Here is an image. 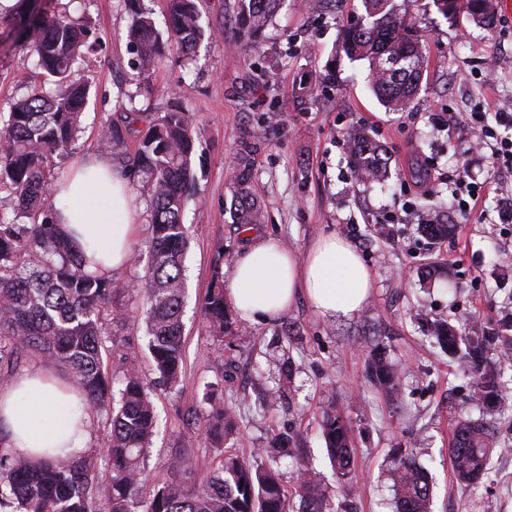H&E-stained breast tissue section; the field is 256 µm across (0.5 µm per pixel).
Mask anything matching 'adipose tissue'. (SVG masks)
Instances as JSON below:
<instances>
[{"label": "adipose tissue", "mask_w": 512, "mask_h": 512, "mask_svg": "<svg viewBox=\"0 0 512 512\" xmlns=\"http://www.w3.org/2000/svg\"><path fill=\"white\" fill-rule=\"evenodd\" d=\"M64 230L85 250L88 271L124 267L134 240L135 204L127 183L110 162L77 164L56 185ZM372 277L353 246L330 233L317 238L303 255L285 250L277 239H256L236 261L225 300L248 319H269L306 299L322 316H350L371 295ZM77 398L47 369L25 373L0 391V423L10 429L9 446L36 457L46 448L69 453L82 436L71 409Z\"/></svg>", "instance_id": "obj_1"}]
</instances>
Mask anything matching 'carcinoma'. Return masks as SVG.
Masks as SVG:
<instances>
[{"label": "carcinoma", "instance_id": "cac0c4a2", "mask_svg": "<svg viewBox=\"0 0 512 512\" xmlns=\"http://www.w3.org/2000/svg\"><path fill=\"white\" fill-rule=\"evenodd\" d=\"M130 14L128 45L137 77L150 75L174 47L183 60H194L204 36L199 0H165L167 36L155 28L140 0H119ZM242 29L253 35L263 29L280 0H238ZM455 11L476 24L495 18L494 0H453ZM364 21L342 32V48L353 60H367L372 90L391 110H399L418 93L424 68L422 36L401 14L394 0H363ZM15 14L26 25L18 32L36 58L45 81L0 112V200L12 214L0 213V380L7 382L24 359L35 357L65 368L86 408L106 413L108 461L104 482L95 471L93 451L52 454L33 462L6 447L0 448V512H292L291 497L271 469L237 454L224 455L221 466L203 485L191 480L186 459L172 460V478L143 497L144 470L157 415L152 388L135 360L125 361L120 377L112 376L103 358L111 332L110 321L122 316L112 309V296L127 286L112 273L86 272L84 252L60 230L59 201L53 186L59 181L55 158L68 154L83 132V108L88 82L74 77L87 55L98 50L90 40L86 17L67 12L35 14L31 0H17ZM144 124L142 130L135 129ZM139 133L135 152L127 137ZM100 140L112 161L132 185L148 198L151 265L134 292L146 306L145 335L154 369L173 389L185 361L182 322L183 267L187 237L182 213L192 180L194 121L191 112L173 99L163 112H123L107 118ZM346 152L352 172L362 181L388 178L384 148L360 129L348 132ZM252 161L242 154L233 169V217L237 224L262 223L261 206L252 188ZM432 240L447 238L450 224H423ZM209 335L221 341L235 322L224 301V279L215 272L201 304ZM432 337L448 356L461 359L471 374L475 393L495 416L504 410L500 362L484 355L486 337L458 334L447 322L433 324ZM369 374L386 395H392L399 375L387 358L371 350ZM119 388H114V384ZM203 400L210 406L207 434L220 448L234 426L214 386ZM326 450L336 470V487L316 472H299L295 494L302 512H330L331 500L352 480L351 429L342 416L327 412L321 423ZM494 452L487 421L457 423L450 448L456 479L475 484ZM396 512H430L432 486L428 472L409 454L392 469Z\"/></svg>", "mask_w": 512, "mask_h": 512}]
</instances>
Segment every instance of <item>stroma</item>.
I'll use <instances>...</instances> for the list:
<instances>
[{
    "label": "stroma",
    "instance_id": "stroma-1",
    "mask_svg": "<svg viewBox=\"0 0 512 512\" xmlns=\"http://www.w3.org/2000/svg\"><path fill=\"white\" fill-rule=\"evenodd\" d=\"M92 29L101 48L81 72L91 89L84 132L60 173L76 162L109 158L99 130L117 112L133 71L128 51L130 18L118 0H90ZM425 46L419 91L403 110L386 109L371 90L369 63L341 49V32L364 13L362 0H281L258 40L238 24L236 0H203L202 24L213 31L184 63L168 52L141 84L139 107L164 111L179 97L195 119L194 180L183 212L186 254V360L179 386H156L152 399L158 428L146 461L148 483L170 479L177 457L194 465L204 482L230 451L244 456L262 449L260 464L273 467L294 489L298 469L320 473L335 485L319 426L324 412L343 416L352 429L355 479L348 494L333 498V512H393L391 470L395 458L412 453L433 483L432 512H512V371L505 372L504 414L492 422L496 451L480 482L461 487L448 449L455 423L486 414L461 362L449 359L429 334L446 321L477 336L512 323V223L499 221L498 195L490 193L477 214L462 219L447 185L430 167L466 170L470 180L490 175L485 155L470 148L468 129L456 122L437 128L432 114H458L479 103L491 111L512 108V20L493 27L443 16L434 0H405ZM37 79L26 48L0 38V109L8 108ZM362 128L386 150L389 177L362 183L352 175L343 147L352 128ZM249 152L253 185L265 212L257 233L304 254L319 236L336 232L357 250L372 275V292L350 317L328 319L298 300L277 318H237L235 335L209 336L199 309L214 270L230 275L249 245L233 218L232 168ZM138 234L133 262L114 272L124 291L113 297L127 316L105 361L120 373L123 357L136 355L147 381L156 373L145 338V310L131 285L151 259L144 195L134 197ZM455 225V233L430 243L418 231L420 213ZM394 223H387V216ZM385 353L400 381L386 397L367 376L369 348ZM221 390L237 422L223 449L206 435L207 384ZM195 408L186 425L179 409ZM287 437V453L272 452Z\"/></svg>",
    "mask_w": 512,
    "mask_h": 512
}]
</instances>
